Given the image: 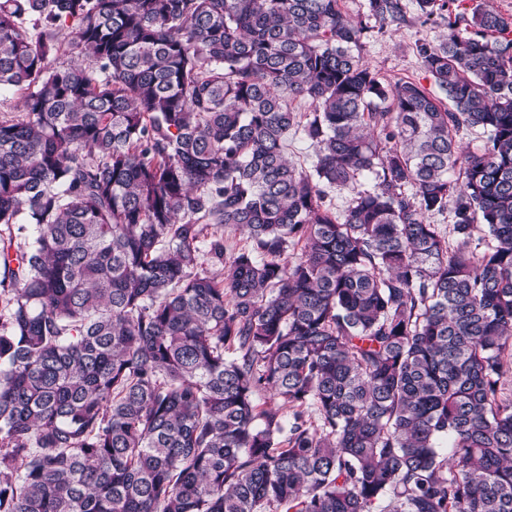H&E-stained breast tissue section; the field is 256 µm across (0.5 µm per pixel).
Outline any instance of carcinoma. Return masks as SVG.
Masks as SVG:
<instances>
[{
    "instance_id": "1",
    "label": "carcinoma",
    "mask_w": 512,
    "mask_h": 512,
    "mask_svg": "<svg viewBox=\"0 0 512 512\" xmlns=\"http://www.w3.org/2000/svg\"><path fill=\"white\" fill-rule=\"evenodd\" d=\"M447 26L0 0V512H512V14ZM366 0H343L344 10L353 18L367 24L362 56L364 61L384 80L391 84L400 79L420 81L431 87V80L420 69L416 56V46L421 42L439 43L448 32L443 19L448 16L436 14L429 20L416 9L415 2L408 0L407 21L398 27L384 26L373 18H368ZM286 153L293 161L309 170L316 162L314 150L301 132L289 134L286 141Z\"/></svg>"
}]
</instances>
